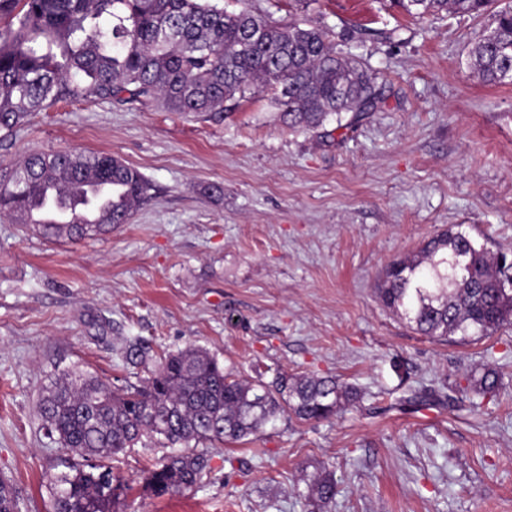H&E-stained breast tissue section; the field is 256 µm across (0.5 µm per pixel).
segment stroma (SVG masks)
Returning a JSON list of instances; mask_svg holds the SVG:
<instances>
[{
  "mask_svg": "<svg viewBox=\"0 0 512 512\" xmlns=\"http://www.w3.org/2000/svg\"><path fill=\"white\" fill-rule=\"evenodd\" d=\"M271 21L330 29L386 80L352 128L289 129L273 92L221 112L58 102L0 139V171L29 151L118 157L151 197L107 236L56 241L0 216V478L19 512H50L63 456L37 404L77 365L121 388L124 356L198 346L240 379L338 376L362 388L324 421L284 416L258 436L200 451L184 493L154 495L165 448L111 463L114 512H317L294 487L333 472L330 512H512V327L477 340L416 333L377 298L384 268L453 224L512 250V84L484 85L467 44L485 19H414L400 0H223ZM220 185L223 195L210 193ZM492 364L482 412L446 398Z\"/></svg>",
  "mask_w": 512,
  "mask_h": 512,
  "instance_id": "1",
  "label": "stroma"
}]
</instances>
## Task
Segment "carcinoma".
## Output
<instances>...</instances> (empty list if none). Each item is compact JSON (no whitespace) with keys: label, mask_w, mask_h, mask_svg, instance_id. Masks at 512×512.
I'll return each instance as SVG.
<instances>
[{"label":"carcinoma","mask_w":512,"mask_h":512,"mask_svg":"<svg viewBox=\"0 0 512 512\" xmlns=\"http://www.w3.org/2000/svg\"><path fill=\"white\" fill-rule=\"evenodd\" d=\"M220 0H0V131L8 135L35 112L66 98L152 102L165 112H213L227 101L272 90L292 128L337 127L374 111L382 95L376 74L338 48L322 26L277 25L247 8L229 12ZM497 0H407L423 18L443 12L491 20L469 49V66L486 85L512 83V5ZM348 122H343L346 115ZM110 182L112 211L87 223L96 205L90 187ZM151 185L118 157L98 153L30 152L0 173V215L27 224L36 202L73 209L68 224H43L40 234L76 240L109 233L129 220ZM512 258L473 241L459 226L424 241L412 258L383 271L378 298L423 336H489L512 326ZM126 361L144 368L140 384L112 389L74 368L41 398L47 437L89 460L50 478L52 512H112L122 490L107 461L143 439L181 445L150 471L157 495L196 485L208 465L191 445L239 441L261 433L284 414L328 419L357 398L334 377L281 375L272 384L235 379L206 351L188 347L156 353L135 341ZM498 371L469 376L460 393L470 406L497 396ZM299 497L328 512L337 488L332 474L303 479ZM0 512H17L12 485L0 479Z\"/></svg>","instance_id":"carcinoma-1"}]
</instances>
